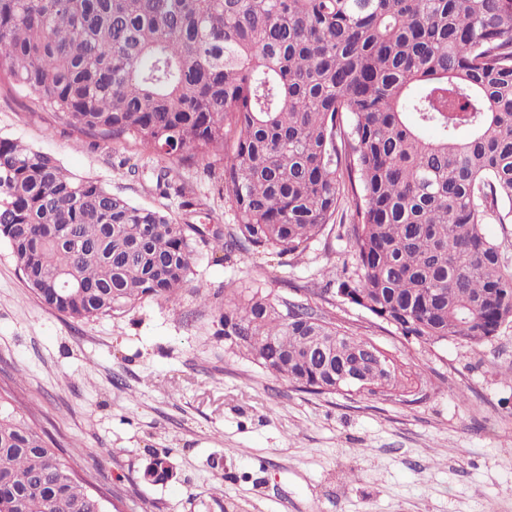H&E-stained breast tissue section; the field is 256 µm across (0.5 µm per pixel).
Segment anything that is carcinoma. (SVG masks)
<instances>
[{"label": "carcinoma", "instance_id": "cac0c4a2", "mask_svg": "<svg viewBox=\"0 0 512 512\" xmlns=\"http://www.w3.org/2000/svg\"><path fill=\"white\" fill-rule=\"evenodd\" d=\"M0 81L103 141L220 157L228 254L300 257L349 199L353 269L327 285L400 336L480 344L512 324V259L485 234L512 224V0H0ZM194 233L0 138V239L59 313L178 302ZM221 323L305 392L374 378L371 340L305 304L233 289ZM0 512H107L1 395Z\"/></svg>", "mask_w": 512, "mask_h": 512}]
</instances>
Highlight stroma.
I'll return each mask as SVG.
<instances>
[{
  "mask_svg": "<svg viewBox=\"0 0 512 512\" xmlns=\"http://www.w3.org/2000/svg\"><path fill=\"white\" fill-rule=\"evenodd\" d=\"M0 137L201 231L179 302L89 320L45 306L0 240V393L92 492L120 512H512V325L476 345L393 334L326 291L352 259L334 230L298 259L224 255L214 235L235 218L222 162L178 167L182 194H160L163 159L78 132L33 92L0 85ZM245 286L303 300L370 338L424 372L426 396L309 394L231 353L220 310L225 291ZM155 456L172 465L170 479L144 478Z\"/></svg>",
  "mask_w": 512,
  "mask_h": 512,
  "instance_id": "1",
  "label": "stroma"
}]
</instances>
